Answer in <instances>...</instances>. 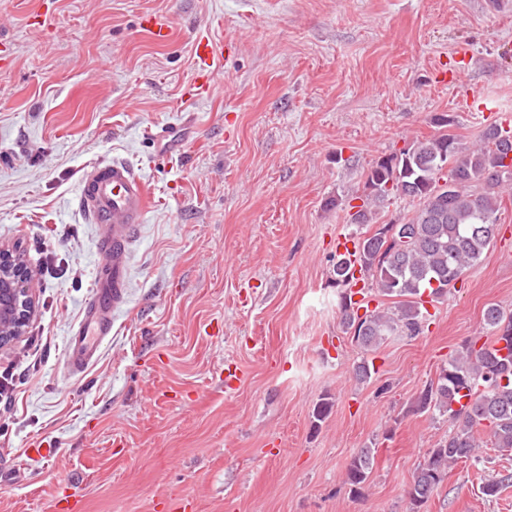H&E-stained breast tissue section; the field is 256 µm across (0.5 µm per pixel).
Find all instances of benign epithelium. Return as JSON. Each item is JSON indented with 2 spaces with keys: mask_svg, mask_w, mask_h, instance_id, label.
I'll return each instance as SVG.
<instances>
[{
  "mask_svg": "<svg viewBox=\"0 0 512 512\" xmlns=\"http://www.w3.org/2000/svg\"><path fill=\"white\" fill-rule=\"evenodd\" d=\"M32 278L31 271L20 261V254L0 247V297L8 304L10 318L14 328L5 333L0 330V347L11 343L21 335L23 326L27 323L34 309V300L28 288H17L18 282H28Z\"/></svg>",
  "mask_w": 512,
  "mask_h": 512,
  "instance_id": "1",
  "label": "benign epithelium"
}]
</instances>
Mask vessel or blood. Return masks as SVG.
I'll use <instances>...</instances> for the list:
<instances>
[{"mask_svg": "<svg viewBox=\"0 0 512 512\" xmlns=\"http://www.w3.org/2000/svg\"><path fill=\"white\" fill-rule=\"evenodd\" d=\"M197 95L213 90L223 72L224 55L208 37L193 45ZM80 210L99 229L101 255L82 317L70 333L65 350L69 374L83 373L93 364L104 341L112 335V317L129 301L130 255L136 231L147 220V182L122 161H99L82 172L77 187Z\"/></svg>", "mask_w": 512, "mask_h": 512, "instance_id": "1", "label": "vessel or blood"}]
</instances>
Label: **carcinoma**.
<instances>
[{"label": "carcinoma", "mask_w": 512, "mask_h": 512, "mask_svg": "<svg viewBox=\"0 0 512 512\" xmlns=\"http://www.w3.org/2000/svg\"><path fill=\"white\" fill-rule=\"evenodd\" d=\"M444 130L417 139L396 153L379 157L366 174L364 191L329 206H345L352 224H372L378 211L395 197L417 202L411 216L383 224L353 239V257L333 266L342 320L352 342L366 352L389 336L416 337L429 326L430 314L419 297L429 291L437 301L455 287L494 239L503 187L512 183V135L490 123L479 143L467 146L448 132L454 119L443 116ZM405 242H400L401 238ZM371 280L378 295L395 299L385 307L352 300L354 268ZM364 313H359V310ZM491 335L475 336L441 368L437 382L420 392L415 408L448 417V439L431 449L408 491L409 512L438 488L448 463L472 456L484 436L487 448L512 452V314L490 304L483 313ZM376 450L363 448L352 459L345 483L358 493L367 482Z\"/></svg>", "instance_id": "1"}]
</instances>
